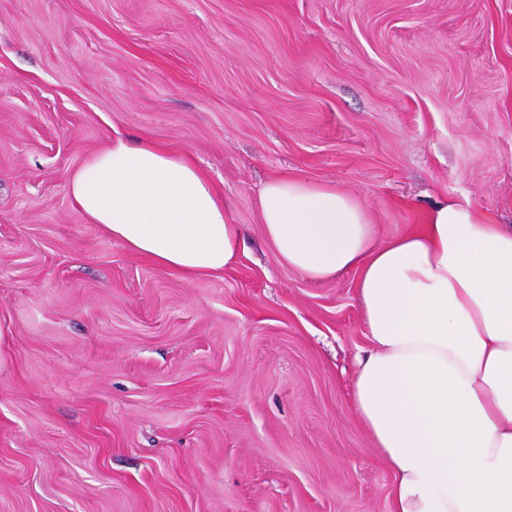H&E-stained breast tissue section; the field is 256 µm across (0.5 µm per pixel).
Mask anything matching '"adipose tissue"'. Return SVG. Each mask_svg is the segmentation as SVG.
Here are the masks:
<instances>
[{
	"label": "adipose tissue",
	"instance_id": "obj_1",
	"mask_svg": "<svg viewBox=\"0 0 512 512\" xmlns=\"http://www.w3.org/2000/svg\"><path fill=\"white\" fill-rule=\"evenodd\" d=\"M92 223L188 277L222 273L240 229L192 159L115 139L71 176ZM280 262L322 282L359 274L369 349L359 420L393 474L390 512H512V225L445 199L378 241L335 186L286 177L259 196Z\"/></svg>",
	"mask_w": 512,
	"mask_h": 512
}]
</instances>
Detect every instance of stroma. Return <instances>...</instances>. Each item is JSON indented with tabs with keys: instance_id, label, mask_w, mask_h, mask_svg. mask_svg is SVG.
Wrapping results in <instances>:
<instances>
[{
	"instance_id": "1",
	"label": "stroma",
	"mask_w": 512,
	"mask_h": 512,
	"mask_svg": "<svg viewBox=\"0 0 512 512\" xmlns=\"http://www.w3.org/2000/svg\"><path fill=\"white\" fill-rule=\"evenodd\" d=\"M115 137L196 161L236 262L89 222L69 178ZM281 176L381 240L446 198L512 224V0H0V512H389L358 274L280 263Z\"/></svg>"
}]
</instances>
